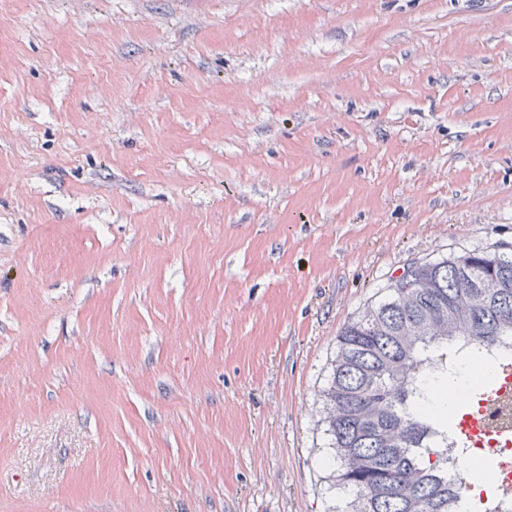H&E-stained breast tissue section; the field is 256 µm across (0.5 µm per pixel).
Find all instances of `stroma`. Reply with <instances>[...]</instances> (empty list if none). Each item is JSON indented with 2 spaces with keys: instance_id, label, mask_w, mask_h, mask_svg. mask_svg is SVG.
Returning a JSON list of instances; mask_svg holds the SVG:
<instances>
[{
  "instance_id": "stroma-1",
  "label": "stroma",
  "mask_w": 512,
  "mask_h": 512,
  "mask_svg": "<svg viewBox=\"0 0 512 512\" xmlns=\"http://www.w3.org/2000/svg\"><path fill=\"white\" fill-rule=\"evenodd\" d=\"M512 247V0H0V512H327L337 337Z\"/></svg>"
}]
</instances>
